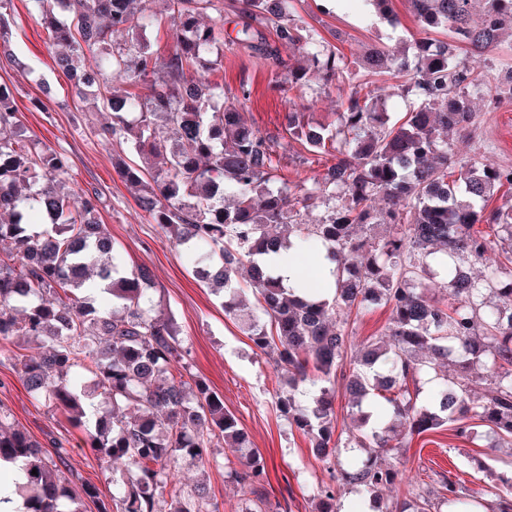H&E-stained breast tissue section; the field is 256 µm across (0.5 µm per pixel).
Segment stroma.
<instances>
[{
    "instance_id": "stroma-1",
    "label": "stroma",
    "mask_w": 512,
    "mask_h": 512,
    "mask_svg": "<svg viewBox=\"0 0 512 512\" xmlns=\"http://www.w3.org/2000/svg\"><path fill=\"white\" fill-rule=\"evenodd\" d=\"M398 26L380 21L364 0H290L288 9L302 35H311L337 48L348 60H357L371 45L390 48L421 37V28L409 0H394ZM12 36L13 58L0 55V85L12 92L16 121L26 136L64 154L69 162L67 181L78 192L95 191L100 197L99 218L122 251L126 270L151 271L158 286L154 296L159 309L174 318L179 337L188 349V364L224 401L235 415L265 463V494L280 512H313V489L328 481L325 463L317 459L310 444L296 428L281 419L273 396L281 382L277 365L241 333L236 320L225 315L221 296L194 277L182 249L174 247L158 224L144 217L125 182L117 161L132 162L136 155L122 139H105L98 129L108 122L106 112L79 99L68 75L56 64V50L47 34L29 12L28 0H9L5 11ZM268 44L277 43L273 26L262 27ZM279 47L278 60L258 56L251 47H237L225 54L211 71L228 94L248 90L245 110L248 122L273 137L278 174L291 191L309 187L314 178L335 161L334 154L306 155L300 142L288 131L289 103H296L301 123L328 125L334 122L338 88H325L317 78L286 93L273 91L283 77L281 60L298 59L297 49ZM477 127L466 135H450L453 158L449 170H460L468 161L496 169L512 168V99L494 101L475 96ZM387 307L374 305L352 314L347 330L354 343L384 337L389 324ZM0 413L42 443L47 458H55L56 442H63L67 455L60 466L74 488H94L95 498L86 500V512H98L100 503L112 500V472L101 466L84 434L28 392L10 361L0 362ZM389 462L402 476L390 491L394 498H409L412 490L438 491L440 474L459 476L467 489H488L485 467L512 470V450L489 447L484 436L461 439L447 430L430 431L390 453ZM183 484L205 481L219 505V512H240L243 492L226 482L224 471L213 463H180Z\"/></svg>"
}]
</instances>
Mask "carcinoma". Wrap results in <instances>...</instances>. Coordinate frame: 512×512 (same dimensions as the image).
Masks as SVG:
<instances>
[{"instance_id":"cac0c4a2","label":"carcinoma","mask_w":512,"mask_h":512,"mask_svg":"<svg viewBox=\"0 0 512 512\" xmlns=\"http://www.w3.org/2000/svg\"><path fill=\"white\" fill-rule=\"evenodd\" d=\"M34 17L52 46L68 48L57 64L71 78L76 95L93 96L112 113L105 138L122 137L135 152L161 156L165 168L147 177L142 167L122 163L119 174L134 190L145 217L169 240L188 251L195 275L224 291V313L238 320L256 348L274 356L286 372L275 395L279 417L301 431L314 454L336 464L335 390L342 373L358 417L349 445L364 451L360 463L332 468L331 483L313 488L315 512H336L334 482L373 500L392 486L399 470L385 456L411 440L444 427L469 438L486 427L498 447L512 445V208L483 216L496 185H512L511 169L469 164L459 178L448 176V141L440 132L468 130L478 123L470 90L491 80L476 66L498 45L503 24L512 23V0H409L426 36L397 51L376 47L358 68L320 41L302 38L283 11L282 0H241L247 16L234 38L223 27L203 25L200 12L213 0H165L177 24L168 55L158 56L145 33L160 25L151 0H30ZM380 18L398 23L394 0H368ZM273 24L283 45L304 43L305 64L290 63L286 84L303 83L309 73L326 87L346 85L336 104L335 132L304 129L289 113L288 130L306 149L319 153L338 141L336 162L301 195L276 186L272 139L248 124L246 90L227 96L205 76V56L247 44L264 57L277 48L255 41L257 27ZM453 33L448 43L427 36ZM114 30L131 32L125 47L112 45ZM97 67H84L85 55ZM398 82L413 109L401 123L390 122L378 88L358 71ZM113 80L146 84L145 93L108 96ZM10 90L0 86V357L13 362L29 393L63 414L86 434L98 458L119 463L112 503L98 512H219L207 488L182 487L176 461L206 462L223 446L248 460L241 471L224 459L226 478L251 494L242 512L267 505L266 466L224 401L194 377L172 318L158 314L150 273H130L97 213L99 196L76 200L67 186L62 154L13 131ZM320 200L328 215L318 224L297 221ZM499 224L508 234L502 260L483 265L493 241L474 230ZM394 224L399 231L361 238L357 230ZM297 249L314 263L322 252L336 261L335 289L328 297L310 288H290L260 257ZM246 271L258 310L243 308L237 277ZM436 283L454 302L442 306L426 294ZM107 299L110 309L92 300ZM383 304L390 310L387 339L369 340L360 354L345 325L355 309ZM26 337L42 345L29 358L11 349ZM457 367L439 376L440 367ZM435 382L431 399L418 404L408 382ZM478 379L488 382L472 395ZM23 464L17 485L21 512H86L48 460L41 443L0 414V468ZM495 484L491 512H512V474L488 470ZM439 504L456 512L483 506L461 480L440 476ZM424 492L412 508L395 503L373 512H431Z\"/></svg>"}]
</instances>
